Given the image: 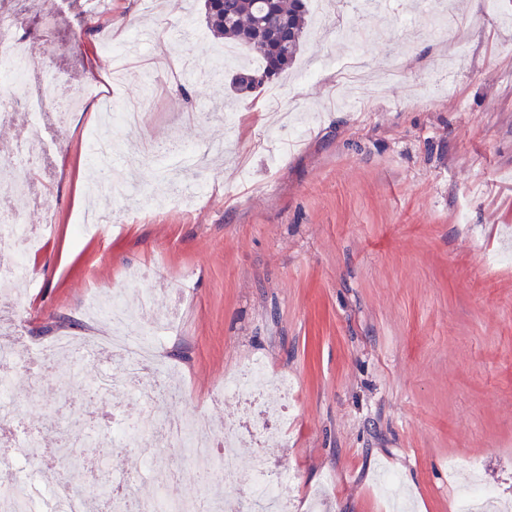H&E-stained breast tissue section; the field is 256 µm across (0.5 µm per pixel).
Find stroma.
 Instances as JSON below:
<instances>
[{
    "label": "stroma",
    "instance_id": "35a3bbf8",
    "mask_svg": "<svg viewBox=\"0 0 512 512\" xmlns=\"http://www.w3.org/2000/svg\"><path fill=\"white\" fill-rule=\"evenodd\" d=\"M108 2L94 15L85 0H33L22 16L32 70L54 69L73 97L109 81L107 23L153 40L115 90L143 105L138 128L93 104L65 124L60 104L37 124L20 108L0 122V162L25 132L53 146L19 172L37 193L21 220L52 227L25 257L21 352L106 335L85 313L95 292H147L172 321L161 355L186 393L144 410L92 395L103 362L31 361L13 378L25 406L12 447L69 445L83 463L67 480L90 484L113 419L197 416L220 436L236 411L225 376L260 358L295 387L286 436L260 451L287 469L294 512L316 492L320 512H392L389 472L411 512H450L474 478L512 512V0H309L277 111L235 98L201 0ZM90 128L157 149L103 160ZM93 207L117 225L77 239Z\"/></svg>",
    "mask_w": 512,
    "mask_h": 512
}]
</instances>
